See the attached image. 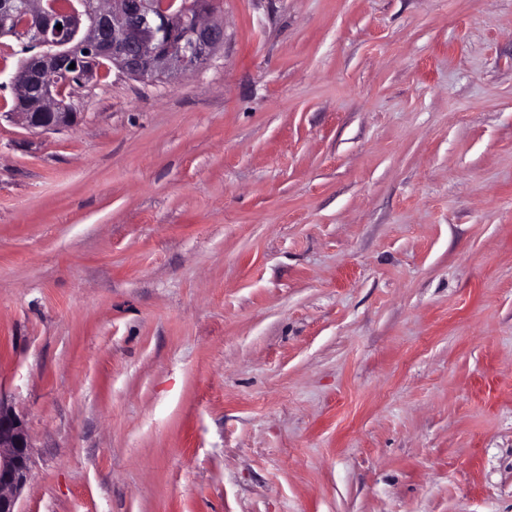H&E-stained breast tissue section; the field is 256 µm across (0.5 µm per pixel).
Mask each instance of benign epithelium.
<instances>
[{
  "instance_id": "1",
  "label": "benign epithelium",
  "mask_w": 512,
  "mask_h": 512,
  "mask_svg": "<svg viewBox=\"0 0 512 512\" xmlns=\"http://www.w3.org/2000/svg\"><path fill=\"white\" fill-rule=\"evenodd\" d=\"M180 0H86L82 8L55 10L50 0H0V22L23 14L20 31L31 56L11 76L15 100L38 99L37 112L15 115L28 129L56 131L75 123L66 89L98 73L103 60L123 74L149 83H171L203 70L224 43V24L211 14L190 15ZM62 29H56V26ZM83 36L88 57L68 49ZM74 69H69L70 64ZM25 419L0 403V512H21L18 499L31 467Z\"/></svg>"
}]
</instances>
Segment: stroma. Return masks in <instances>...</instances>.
<instances>
[{
	"mask_svg": "<svg viewBox=\"0 0 512 512\" xmlns=\"http://www.w3.org/2000/svg\"><path fill=\"white\" fill-rule=\"evenodd\" d=\"M170 85L12 114L21 512H512V0H214Z\"/></svg>",
	"mask_w": 512,
	"mask_h": 512,
	"instance_id": "obj_1",
	"label": "stroma"
}]
</instances>
